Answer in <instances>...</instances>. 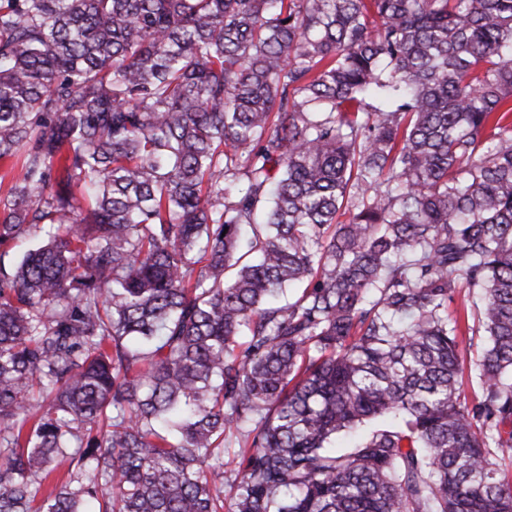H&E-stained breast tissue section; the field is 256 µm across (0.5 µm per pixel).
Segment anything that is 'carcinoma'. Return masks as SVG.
Returning a JSON list of instances; mask_svg holds the SVG:
<instances>
[{"label":"carcinoma","instance_id":"carcinoma-1","mask_svg":"<svg viewBox=\"0 0 512 512\" xmlns=\"http://www.w3.org/2000/svg\"><path fill=\"white\" fill-rule=\"evenodd\" d=\"M6 161L0 512H512V0H0ZM481 305V292L478 289H473L468 292L467 288H463L459 290V293H457L454 297V301L449 304L448 311L453 312L457 311L461 314L462 318L465 314V321H466V313L464 306H467L471 309V314L475 318V324L478 325L477 316H476V309L474 308V305ZM235 449L234 447L224 449V512H229L228 509L233 503L232 498L235 493L233 482L236 466V460L233 461Z\"/></svg>","mask_w":512,"mask_h":512}]
</instances>
